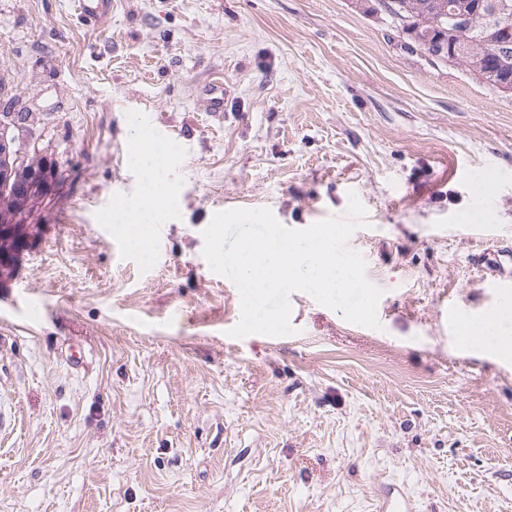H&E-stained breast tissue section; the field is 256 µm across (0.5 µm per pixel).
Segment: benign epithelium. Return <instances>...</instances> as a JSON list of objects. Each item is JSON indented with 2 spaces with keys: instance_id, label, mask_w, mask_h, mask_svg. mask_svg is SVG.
Listing matches in <instances>:
<instances>
[{
  "instance_id": "1",
  "label": "benign epithelium",
  "mask_w": 512,
  "mask_h": 512,
  "mask_svg": "<svg viewBox=\"0 0 512 512\" xmlns=\"http://www.w3.org/2000/svg\"><path fill=\"white\" fill-rule=\"evenodd\" d=\"M402 11L416 23L412 34L430 38L429 56L463 65L479 82L512 96V0H403ZM12 143L0 121V268L19 250L18 229L47 179L37 156Z\"/></svg>"
}]
</instances>
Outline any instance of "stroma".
Segmentation results:
<instances>
[{
    "label": "stroma",
    "instance_id": "1",
    "mask_svg": "<svg viewBox=\"0 0 512 512\" xmlns=\"http://www.w3.org/2000/svg\"><path fill=\"white\" fill-rule=\"evenodd\" d=\"M1 119L52 179L0 268V512H512V356L448 315L503 298L470 256L512 245L511 96L359 0H117L96 29L0 0ZM142 127L173 203L139 247L101 215L142 194ZM352 193L379 328L295 292V335L230 337L213 215L304 229Z\"/></svg>",
    "mask_w": 512,
    "mask_h": 512
}]
</instances>
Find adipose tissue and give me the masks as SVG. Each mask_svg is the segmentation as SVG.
Instances as JSON below:
<instances>
[{
  "label": "adipose tissue",
  "instance_id": "1",
  "mask_svg": "<svg viewBox=\"0 0 512 512\" xmlns=\"http://www.w3.org/2000/svg\"><path fill=\"white\" fill-rule=\"evenodd\" d=\"M165 151V145L157 140L140 143L135 160L145 174L144 191L129 209L117 214L118 223L148 224L158 219L168 192V183L161 167Z\"/></svg>",
  "mask_w": 512,
  "mask_h": 512
}]
</instances>
